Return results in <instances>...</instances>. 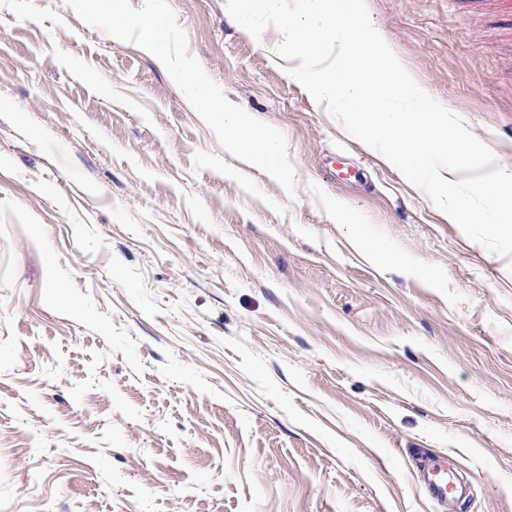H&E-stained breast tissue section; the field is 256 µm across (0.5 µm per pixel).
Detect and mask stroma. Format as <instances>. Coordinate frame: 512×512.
<instances>
[{
	"label": "stroma",
	"mask_w": 512,
	"mask_h": 512,
	"mask_svg": "<svg viewBox=\"0 0 512 512\" xmlns=\"http://www.w3.org/2000/svg\"><path fill=\"white\" fill-rule=\"evenodd\" d=\"M296 194L66 0H0V512H512V257L444 221L291 77L273 28L168 0ZM512 167V17L365 0ZM390 246L377 263L358 236ZM445 471V457H436L428 466L426 479L432 497L444 507H447L448 512H451L454 509L453 497L452 495H448V477Z\"/></svg>",
	"instance_id": "1"
}]
</instances>
